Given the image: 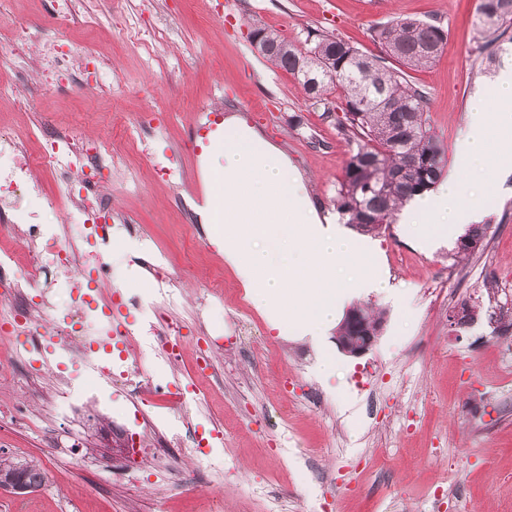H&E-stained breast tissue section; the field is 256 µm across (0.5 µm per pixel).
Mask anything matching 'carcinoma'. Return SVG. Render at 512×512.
<instances>
[{"instance_id": "1", "label": "carcinoma", "mask_w": 512, "mask_h": 512, "mask_svg": "<svg viewBox=\"0 0 512 512\" xmlns=\"http://www.w3.org/2000/svg\"><path fill=\"white\" fill-rule=\"evenodd\" d=\"M472 55L487 74L512 58V0H479ZM260 51L298 79L310 101L332 114L329 95L340 90L336 125L349 146V160L336 188L340 220L364 234L395 220L412 196L435 187L443 156L428 127V92L409 71L430 66L447 44L434 21L392 20L373 29L378 55H366L334 33L309 29L298 46L265 27ZM486 224H472L455 242L451 259L483 250Z\"/></svg>"}]
</instances>
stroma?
Listing matches in <instances>:
<instances>
[{
	"mask_svg": "<svg viewBox=\"0 0 512 512\" xmlns=\"http://www.w3.org/2000/svg\"><path fill=\"white\" fill-rule=\"evenodd\" d=\"M478 0H84L92 14L111 9L108 24L77 22L60 32L46 23L51 0H16L15 18L33 37L60 36L96 48L106 82L89 95L33 78L21 102L0 100V129L20 137L44 124H81L119 147L125 177L102 175L114 214L145 227L167 262L166 276L185 299L168 311L184 334L218 341L214 372L188 377L146 354L143 369L162 385L199 386L189 417L210 437L215 418L223 440L211 458L224 471L201 479L194 493L158 492L140 460L128 458L112 417L132 416L116 391L111 409L84 415L81 432L43 412L38 399L7 383L0 351V454L44 463L46 484L17 496L0 490V512H129L126 487L143 486L141 512H512V175L485 195V249L459 264L453 241L426 248L407 225L394 223L368 241L381 255L386 289L360 298L383 313L373 348L355 358L337 352L335 372L315 370L313 343L271 330L224 262L212 225L204 247L189 241L197 217L202 141L195 129L214 114L245 119L289 157L314 204L334 212L336 185L349 147L305 97L296 78L272 67L251 43L257 25L292 42L306 30L338 33L368 55L379 54L374 27L395 18L437 21L447 45L412 81L430 96L429 122L444 149L462 129L475 90L488 80L471 67L469 47ZM145 21L142 38L126 22ZM133 255L110 260V282L135 297L129 327L158 332L162 301L121 270ZM224 300L198 312L214 275ZM479 306L477 321H448L462 304Z\"/></svg>",
	"mask_w": 512,
	"mask_h": 512,
	"instance_id": "stroma-1",
	"label": "stroma"
}]
</instances>
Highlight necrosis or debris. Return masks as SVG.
<instances>
[{
  "mask_svg": "<svg viewBox=\"0 0 512 512\" xmlns=\"http://www.w3.org/2000/svg\"><path fill=\"white\" fill-rule=\"evenodd\" d=\"M4 52L10 55L18 80H27L38 69L45 79L65 82L81 93L102 67L99 54H76L50 41L33 44L20 22L0 31V54ZM37 140V151L30 153L14 133L0 131V204L12 206L21 192L31 197L41 194L49 208L66 216L65 223L43 224L30 212L14 209L11 223L0 226V233L24 243L23 257L0 252V282L13 285L6 304L9 315L0 319V335L14 340L9 349L11 385L22 392H44L50 408L65 418L84 405L76 394L77 386L107 394L119 383L142 406L140 421L125 432L126 443L137 449L141 459L157 465L169 449L188 442L201 447L199 436L173 432L166 413L154 410L162 388L141 369L142 353L154 350L166 363H180L190 350L188 343L176 333L152 338L123 330L112 319L115 292L104 287L90 289L80 277L86 269L95 271L100 281L108 275L100 248L112 241V205L101 194L97 176L112 168L111 143L104 137L90 138L77 126H42ZM38 169L50 173V193H43L34 179ZM46 271L62 280L63 304L51 305L33 293L34 281ZM20 336L25 339L21 345L16 342ZM116 339L138 344V353L111 359ZM64 359L80 363L82 380L62 376L52 389L42 391L32 366L50 371Z\"/></svg>",
  "mask_w": 512,
  "mask_h": 512,
  "instance_id": "4bbe7bcc",
  "label": "necrosis or debris"
}]
</instances>
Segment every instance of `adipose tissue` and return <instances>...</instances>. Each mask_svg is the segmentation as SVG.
Wrapping results in <instances>:
<instances>
[{"mask_svg":"<svg viewBox=\"0 0 512 512\" xmlns=\"http://www.w3.org/2000/svg\"><path fill=\"white\" fill-rule=\"evenodd\" d=\"M492 88L491 95L471 102L447 177L431 193L406 203L400 214L417 243L452 237L459 225L475 222L481 203L476 197L464 199V186L474 183L490 192L496 188L493 172L512 170V69L500 72Z\"/></svg>","mask_w":512,"mask_h":512,"instance_id":"ef3b65f1","label":"adipose tissue"}]
</instances>
